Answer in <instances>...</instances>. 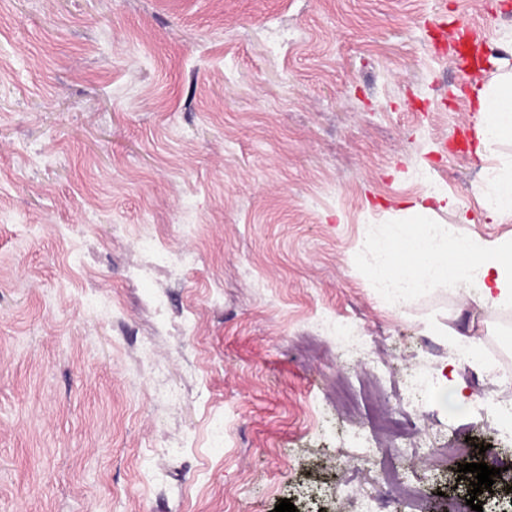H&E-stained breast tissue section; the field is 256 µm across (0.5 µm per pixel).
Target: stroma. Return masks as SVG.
Returning <instances> with one entry per match:
<instances>
[{
  "label": "stroma",
  "instance_id": "stroma-1",
  "mask_svg": "<svg viewBox=\"0 0 512 512\" xmlns=\"http://www.w3.org/2000/svg\"><path fill=\"white\" fill-rule=\"evenodd\" d=\"M463 22L489 56L512 0H0V512H364L389 467L423 497L384 512H455L479 444L512 469V385L453 346L512 368V310L396 313L356 251L427 191L481 209ZM369 379L389 448L336 406Z\"/></svg>",
  "mask_w": 512,
  "mask_h": 512
}]
</instances>
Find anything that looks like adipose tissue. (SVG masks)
Segmentation results:
<instances>
[{
	"label": "adipose tissue",
	"mask_w": 512,
	"mask_h": 512,
	"mask_svg": "<svg viewBox=\"0 0 512 512\" xmlns=\"http://www.w3.org/2000/svg\"><path fill=\"white\" fill-rule=\"evenodd\" d=\"M491 63V75L475 79L469 89L477 114L476 154L487 162L477 191L484 200V223L507 224L512 222V160L493 165L489 159L500 145L512 143V60L495 57ZM439 211L456 216V224L435 222ZM468 221L455 197L428 193L407 221L383 225L363 241L372 288L397 309L441 288L472 295L484 309H511L512 236L490 241L460 233L458 224Z\"/></svg>",
	"instance_id": "1"
}]
</instances>
